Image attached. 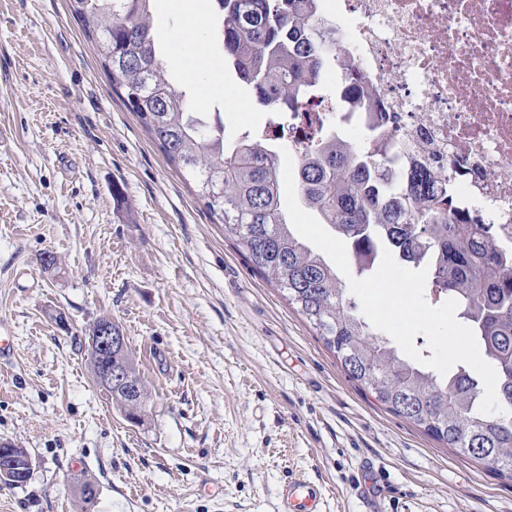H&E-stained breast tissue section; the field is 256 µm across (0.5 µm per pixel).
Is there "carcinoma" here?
<instances>
[{"label":"carcinoma","mask_w":512,"mask_h":512,"mask_svg":"<svg viewBox=\"0 0 512 512\" xmlns=\"http://www.w3.org/2000/svg\"><path fill=\"white\" fill-rule=\"evenodd\" d=\"M70 2L112 83L168 163L194 182L205 208L238 238L256 270L287 291L350 378L435 440L512 479V255L498 248L488 225L452 213L446 175L421 163H395L336 133L313 141L296 167L302 201L346 243L359 271L373 269L386 248L428 269V288L458 302V318L497 373L504 412L493 416L478 408L479 381L464 367L437 377L372 337L336 268L286 221L282 159L271 138L258 131L226 138L224 129L197 120L185 92L169 83L152 0ZM216 2L224 56L264 107L299 111L332 66L341 74L337 96L359 112H382L378 89L358 73L334 29L316 19L319 0ZM139 385L132 399L112 393V405L127 417L146 411Z\"/></svg>","instance_id":"carcinoma-1"}]
</instances>
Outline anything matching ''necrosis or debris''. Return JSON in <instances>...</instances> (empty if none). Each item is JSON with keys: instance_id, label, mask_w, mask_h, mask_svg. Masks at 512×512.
Masks as SVG:
<instances>
[{"instance_id": "4bbe7bcc", "label": "necrosis or debris", "mask_w": 512, "mask_h": 512, "mask_svg": "<svg viewBox=\"0 0 512 512\" xmlns=\"http://www.w3.org/2000/svg\"><path fill=\"white\" fill-rule=\"evenodd\" d=\"M365 79L387 110L371 151L443 170L456 206L491 226L512 252V0H322ZM365 112L322 100L278 130L298 159L313 129L365 130Z\"/></svg>"}]
</instances>
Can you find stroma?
Instances as JSON below:
<instances>
[{
	"label": "stroma",
	"mask_w": 512,
	"mask_h": 512,
	"mask_svg": "<svg viewBox=\"0 0 512 512\" xmlns=\"http://www.w3.org/2000/svg\"><path fill=\"white\" fill-rule=\"evenodd\" d=\"M153 0L170 82L234 137L270 115L224 58L212 0ZM52 253L56 273L39 257ZM111 318L148 389L137 422L95 385ZM0 441L33 462L0 512H280L289 480L361 512H512V480L352 381L254 268L112 84L69 0H0ZM91 482L92 500L79 489Z\"/></svg>",
	"instance_id": "obj_1"
}]
</instances>
